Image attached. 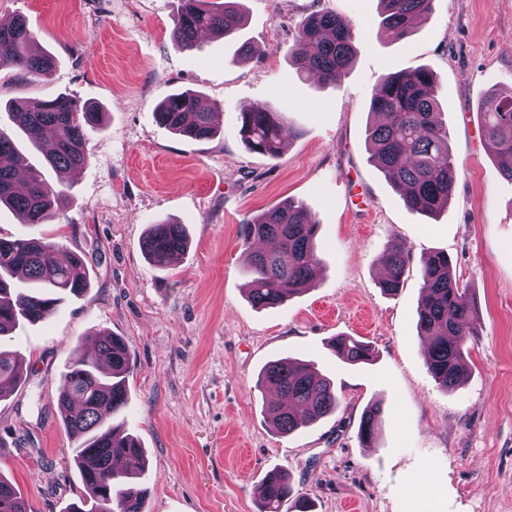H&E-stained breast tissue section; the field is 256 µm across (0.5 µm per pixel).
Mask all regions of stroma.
<instances>
[{"mask_svg":"<svg viewBox=\"0 0 512 512\" xmlns=\"http://www.w3.org/2000/svg\"><path fill=\"white\" fill-rule=\"evenodd\" d=\"M238 40L173 46L178 0H0V21L25 18L55 58L46 77H0V101L59 93L100 104L90 158L59 173L27 141L19 147L63 190L55 220L30 229L0 209V234L37 235L79 255L85 295L46 321L18 328L0 348L21 353L25 381L0 401V474L29 512H66L84 492L60 421L61 375L76 346L97 334L129 350L126 432L147 465L144 512H259L254 489L288 472L315 512H512V181L502 177L476 112L492 89L512 86V0H434L430 21L398 39L379 26L380 0H239ZM330 12L354 29L356 56L339 85L300 76L288 58L299 25ZM254 49L236 58L239 41ZM430 68L457 160L452 199L438 216L408 209L370 158L369 104L389 73ZM195 91L217 110L216 137L177 136L155 119L168 94ZM287 114L278 159L250 152L241 112ZM293 199L315 217V284L273 309L245 295L242 228ZM186 225L191 245L163 265L142 251L149 225ZM410 254L394 295L378 258L390 239ZM448 253L478 308L465 351L467 378L442 389L429 374L417 328L422 262ZM337 336L369 343L350 365ZM310 361L334 383L333 414L287 436L269 427L273 392L263 366ZM385 409L376 443L358 437L363 409Z\"/></svg>","mask_w":512,"mask_h":512,"instance_id":"obj_1","label":"stroma"}]
</instances>
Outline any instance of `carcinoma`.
<instances>
[{"label":"carcinoma","instance_id":"carcinoma-1","mask_svg":"<svg viewBox=\"0 0 512 512\" xmlns=\"http://www.w3.org/2000/svg\"><path fill=\"white\" fill-rule=\"evenodd\" d=\"M381 25L405 38L425 25L434 0H381ZM243 25L236 0H180L171 33L180 50H192L202 36L228 37ZM300 71L324 85H336L350 68L355 45L351 26L334 13L311 14L298 29L288 49ZM54 58L37 43L25 20L0 27V72L9 71L22 81L46 76ZM436 76L425 68L398 71L384 77L370 101V113L381 117L366 129L371 158L384 177L396 187L405 205L427 214L448 206L459 175L448 147V128L438 120ZM156 117L166 128L193 140H208L217 133L213 113L199 106L188 91L163 98ZM485 136L503 176L512 181V91L496 90L479 106ZM12 127L36 146L50 135L54 148L48 164L59 172L83 167L89 161L87 131L96 128L104 113L93 104L79 103L58 94L30 101L20 98L9 105ZM286 113L256 109L240 114L239 134L251 151L278 158L284 141ZM63 191L53 189L33 168L13 137L0 131V206L5 205L32 226L48 224L55 217ZM317 224L312 214L293 200L282 202L254 216L245 224L243 245L255 239L265 243L251 253L247 296L258 308H275L307 290L317 278L314 259ZM189 238L182 224L150 225L143 251L162 265L185 253ZM385 270L381 288L399 290L410 263L409 251L390 240L380 255ZM88 288L83 265L60 260V247L34 234L0 236V337L10 336L24 324L48 319L66 295L80 296ZM421 335L428 341L427 370L436 383L456 388L466 374L464 350L479 335L478 311L472 291L453 276L448 254L428 257L422 267ZM331 351L349 364L371 361L370 345L352 336L331 341ZM28 366L12 351L0 350V400L25 380ZM131 360L122 338L103 336L92 352L76 350L61 377L58 410L65 429L79 445L73 449L86 495L78 509L68 512H143L144 490L132 478L144 466L139 440L112 422L128 405L127 378ZM256 387L272 389L286 401L265 407L266 419L278 434L289 435L336 410L338 398L331 382L314 365L289 359L273 360L260 371ZM384 407L376 402L361 416L358 437L373 443ZM261 512H281L294 500L295 512H309L310 498L295 491L290 476L269 471L255 487ZM19 489L0 476V512H24Z\"/></svg>","mask_w":512,"mask_h":512}]
</instances>
